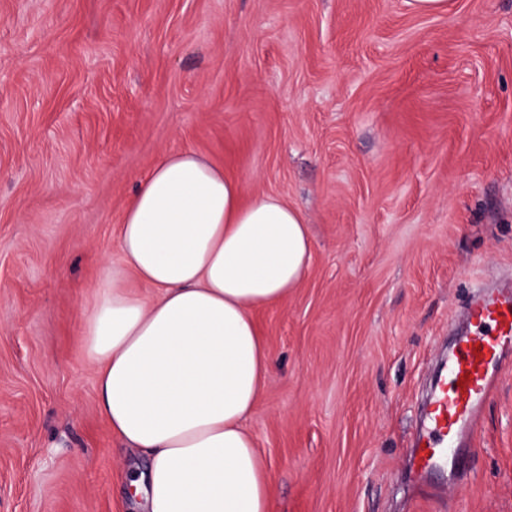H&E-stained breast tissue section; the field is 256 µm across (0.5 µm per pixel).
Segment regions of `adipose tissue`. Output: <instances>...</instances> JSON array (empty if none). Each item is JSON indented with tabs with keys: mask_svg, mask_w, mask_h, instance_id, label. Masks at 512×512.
Returning a JSON list of instances; mask_svg holds the SVG:
<instances>
[{
	"mask_svg": "<svg viewBox=\"0 0 512 512\" xmlns=\"http://www.w3.org/2000/svg\"><path fill=\"white\" fill-rule=\"evenodd\" d=\"M112 267L82 320L98 410L148 455V512H272L247 427L270 373L252 315L302 283L301 213L194 151L161 157L124 209Z\"/></svg>",
	"mask_w": 512,
	"mask_h": 512,
	"instance_id": "obj_1",
	"label": "adipose tissue"
}]
</instances>
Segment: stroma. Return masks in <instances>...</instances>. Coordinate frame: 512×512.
<instances>
[{"instance_id":"stroma-1","label":"stroma","mask_w":512,"mask_h":512,"mask_svg":"<svg viewBox=\"0 0 512 512\" xmlns=\"http://www.w3.org/2000/svg\"><path fill=\"white\" fill-rule=\"evenodd\" d=\"M183 150L309 226L256 313L273 512H512V354L470 473L409 479L449 324L512 279V0H0V512H132L81 319Z\"/></svg>"}]
</instances>
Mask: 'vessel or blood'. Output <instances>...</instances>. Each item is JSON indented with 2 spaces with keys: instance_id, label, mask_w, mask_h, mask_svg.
<instances>
[{
  "instance_id": "vessel-or-blood-1",
  "label": "vessel or blood",
  "mask_w": 512,
  "mask_h": 512,
  "mask_svg": "<svg viewBox=\"0 0 512 512\" xmlns=\"http://www.w3.org/2000/svg\"><path fill=\"white\" fill-rule=\"evenodd\" d=\"M465 315L470 329L448 356L447 370L430 399L427 430L414 450L424 472L443 459L451 471L468 472L473 451L461 439L477 427L481 408L497 386L505 350L512 345V290L475 287Z\"/></svg>"
}]
</instances>
